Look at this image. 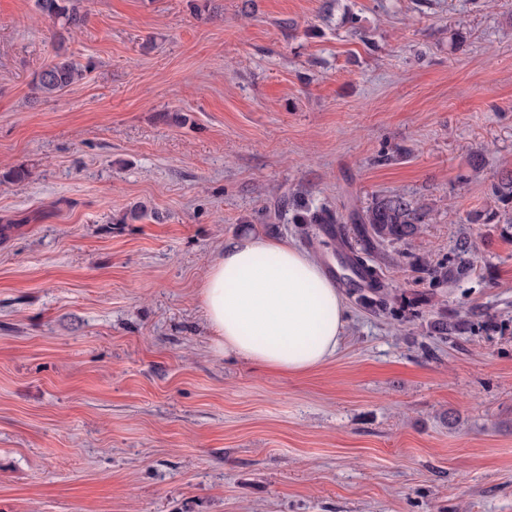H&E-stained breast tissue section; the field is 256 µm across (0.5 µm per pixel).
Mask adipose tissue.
<instances>
[{
  "label": "adipose tissue",
  "instance_id": "ef3b65f1",
  "mask_svg": "<svg viewBox=\"0 0 512 512\" xmlns=\"http://www.w3.org/2000/svg\"><path fill=\"white\" fill-rule=\"evenodd\" d=\"M217 351L291 374L324 364L341 341L344 299L323 265L264 236L219 248L200 285Z\"/></svg>",
  "mask_w": 512,
  "mask_h": 512
}]
</instances>
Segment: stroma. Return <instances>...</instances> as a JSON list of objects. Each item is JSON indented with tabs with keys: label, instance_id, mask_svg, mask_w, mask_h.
<instances>
[{
	"label": "stroma",
	"instance_id": "1",
	"mask_svg": "<svg viewBox=\"0 0 512 512\" xmlns=\"http://www.w3.org/2000/svg\"><path fill=\"white\" fill-rule=\"evenodd\" d=\"M85 12L44 98L56 29L0 0V512H512V210L469 221L512 171V0ZM396 195L426 218L368 257L378 310L341 259ZM245 234L340 273L325 364L215 353L199 286ZM61 51L62 48L56 53V58L37 75L34 82V90L46 97L54 96L76 84L86 71L85 66L76 63Z\"/></svg>",
	"mask_w": 512,
	"mask_h": 512
}]
</instances>
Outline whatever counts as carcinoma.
<instances>
[{"instance_id":"obj_1","label":"carcinoma","mask_w":512,"mask_h":512,"mask_svg":"<svg viewBox=\"0 0 512 512\" xmlns=\"http://www.w3.org/2000/svg\"><path fill=\"white\" fill-rule=\"evenodd\" d=\"M83 0H35L36 10L45 18L61 26L58 42L65 41L64 33L80 27L85 20L82 13ZM89 66H82L64 53H56V58L36 77L34 90L51 97L80 81ZM491 194L504 207L512 205V173L506 174L490 187ZM301 209L296 214L300 224H329L330 215L324 211H310L301 202L294 203ZM425 213L422 206L403 196L375 199L371 206L360 216L359 234L364 243L363 251L368 253L376 244L403 241L416 233L418 225L423 223ZM470 252V243L462 238L456 246L458 263L448 268V278H458L466 274L468 261L465 256Z\"/></svg>"}]
</instances>
